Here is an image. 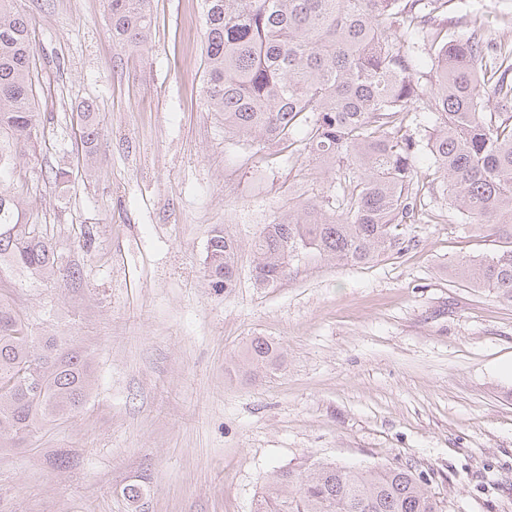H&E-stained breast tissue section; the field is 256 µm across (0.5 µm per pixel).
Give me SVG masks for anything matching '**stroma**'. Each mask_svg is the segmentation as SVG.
Instances as JSON below:
<instances>
[{
    "instance_id": "35a3bbf8",
    "label": "stroma",
    "mask_w": 512,
    "mask_h": 512,
    "mask_svg": "<svg viewBox=\"0 0 512 512\" xmlns=\"http://www.w3.org/2000/svg\"><path fill=\"white\" fill-rule=\"evenodd\" d=\"M17 6L34 24L44 134L8 192L76 277L4 263L0 292L35 334L82 341L96 384L25 447L0 448V512H253L274 470L373 461L411 465L440 512H512V302L452 274L503 241L434 189L430 157L403 252L352 266L304 249L258 287L263 226L309 201L336 212V166L301 129L266 146L225 132L204 91L201 0H151L143 48L113 40L105 0ZM444 16L460 37L512 36V0H449ZM87 104L90 162L73 121ZM218 224L240 246L227 289L205 276ZM256 337L280 369L251 364ZM140 481L137 509L116 491Z\"/></svg>"
}]
</instances>
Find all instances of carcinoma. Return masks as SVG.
I'll return each instance as SVG.
<instances>
[{"label":"carcinoma","instance_id":"cac0c4a2","mask_svg":"<svg viewBox=\"0 0 512 512\" xmlns=\"http://www.w3.org/2000/svg\"><path fill=\"white\" fill-rule=\"evenodd\" d=\"M112 37L125 47L150 38V0H106ZM447 0H203L205 93L224 130L246 141L277 144L300 127L314 156L348 170L341 214L316 203L263 227L253 270L274 285L290 260L309 248L336 262L366 265L399 253L400 226L420 220L416 159L427 153L436 187L471 224L505 239L493 256L459 262L454 273L475 288L512 301V42L473 30L452 37L435 12ZM424 27L428 58L402 50V34ZM31 22L0 0V186L17 155L36 149ZM440 115L426 134L406 124L415 104ZM85 156L96 152L92 112L78 113ZM21 203L0 192V261L59 280L52 244L22 222ZM238 245L214 227L206 272L215 288L232 285ZM256 364L280 353L250 343ZM94 385L92 362L69 336H34L0 294V447L21 448L36 425L79 410ZM254 512H438L434 495L411 467L375 463L361 469L319 464L282 469L267 479Z\"/></svg>","mask_w":512,"mask_h":512}]
</instances>
